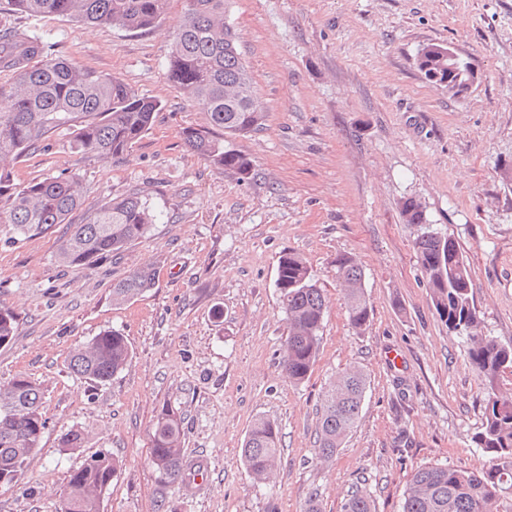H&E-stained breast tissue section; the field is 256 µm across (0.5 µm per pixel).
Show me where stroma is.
<instances>
[{
    "mask_svg": "<svg viewBox=\"0 0 512 512\" xmlns=\"http://www.w3.org/2000/svg\"><path fill=\"white\" fill-rule=\"evenodd\" d=\"M184 0H170L145 32L61 17L10 13L55 57L109 73L162 101L152 128L122 160L74 152L58 132L14 166L27 183L68 171L85 197L73 222L102 201L136 192L158 214L150 232L88 269L55 262L69 227L29 238L0 223V306L17 317L0 346V384H40L47 426L22 480L0 487V512H61L72 470L99 449L121 468L102 512H304L318 496L341 512L348 493L371 494L377 512H401L420 466L480 471L474 443L483 382L465 338L449 333L431 301L402 199L451 234L470 268L479 331L512 345V0H232L227 20L266 111L262 129L225 137L250 157L239 179L197 156L180 132L206 114L167 77ZM470 62L478 79L457 97L424 79L422 44ZM306 258L326 311L307 380L280 367L288 323L276 287L286 251ZM365 272L372 312L353 328L336 258ZM149 266L155 286L112 301V286ZM120 331L130 364L97 384L67 368L70 351L103 329ZM367 390L356 427L330 461L316 456L321 396L350 367ZM182 417L195 473L163 482L151 431L163 409ZM274 421L282 450L274 479L254 482L240 448L252 423ZM81 429L80 451L61 450Z\"/></svg>",
    "mask_w": 512,
    "mask_h": 512,
    "instance_id": "1",
    "label": "stroma"
}]
</instances>
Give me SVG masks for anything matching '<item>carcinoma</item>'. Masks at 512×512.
<instances>
[{"instance_id":"obj_1","label":"carcinoma","mask_w":512,"mask_h":512,"mask_svg":"<svg viewBox=\"0 0 512 512\" xmlns=\"http://www.w3.org/2000/svg\"><path fill=\"white\" fill-rule=\"evenodd\" d=\"M185 11L168 52V76L208 115V125L182 131L190 149L211 163L245 179L252 160L224 149L214 136L245 135L262 127L266 113L243 61L236 31L224 21L230 0H184ZM168 0H6L4 10L66 17L91 25L128 31L156 27L167 13ZM0 68L11 73L0 82V222L12 224L21 236L48 233L66 224L83 205L81 182L66 171L26 184L15 180L10 163L49 146L53 134L67 130L71 148L100 158L124 157L151 129L161 103L144 97L122 79L64 59L53 58L44 45L24 32H0ZM401 211L408 224L426 223L421 204L407 198ZM158 219L149 203L132 193L87 212L70 225L57 248L59 263L87 268L142 238ZM415 250L433 306L448 330L468 340V359L482 377L484 420L475 436L491 465L472 472L446 464L421 466L406 486L401 512H501L512 502V392L500 387L502 374H512V345L477 334L480 316L472 295L470 272L458 242L448 234L422 232ZM336 274L344 290L348 318L357 329L369 320L370 304L364 272L347 255L336 258ZM155 284L151 268L131 272L112 288V300L129 301ZM276 286L288 321L280 365L294 382L308 378L317 360L326 310L322 289L313 281L308 262L288 251L280 256ZM17 318L0 308V346L9 344ZM132 359L126 336L104 329L70 354L71 373L105 383ZM367 380L363 372L344 371L322 394L317 422V457L336 455L356 426ZM41 388L19 374L0 385V485L15 484L27 460L39 451L47 420ZM181 416L167 409L152 428L151 461L161 478L175 483L186 475L180 447ZM278 427L258 418L247 432L241 458L258 480L271 474L280 453ZM80 430L61 437V448L83 447ZM120 469L111 452L99 450L73 470L63 489L62 512H101L102 494ZM342 512H376L375 501L363 491L347 496Z\"/></svg>"}]
</instances>
